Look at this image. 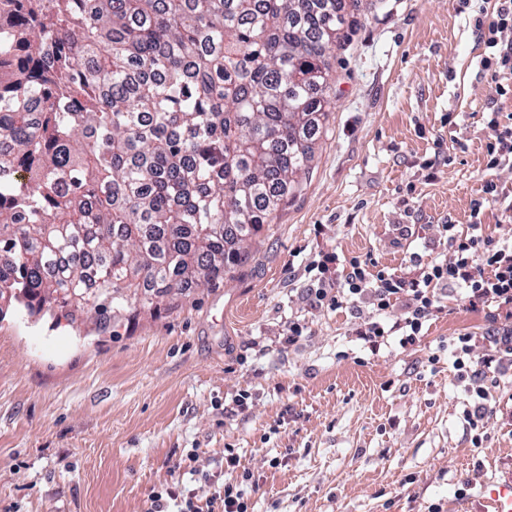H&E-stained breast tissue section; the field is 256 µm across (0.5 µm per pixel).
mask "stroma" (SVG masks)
I'll use <instances>...</instances> for the list:
<instances>
[{
  "label": "stroma",
  "instance_id": "obj_1",
  "mask_svg": "<svg viewBox=\"0 0 512 512\" xmlns=\"http://www.w3.org/2000/svg\"><path fill=\"white\" fill-rule=\"evenodd\" d=\"M344 3L313 164L223 285L134 317L0 309V512H147L152 488L194 487L181 457L216 476L228 447L254 475L250 512H478L484 488L512 475V374L486 382L497 417L476 447L450 355L485 312L453 305L418 346L363 363L348 311L306 301L320 250L404 268L431 255L436 225L472 224L486 178L512 192V167L484 169L481 116L512 115V100L491 99L473 7ZM437 154L449 162L426 181L420 164ZM291 315L311 334L274 344ZM242 390L249 407L226 416Z\"/></svg>",
  "mask_w": 512,
  "mask_h": 512
}]
</instances>
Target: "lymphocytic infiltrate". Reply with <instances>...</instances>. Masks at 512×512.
<instances>
[{
    "instance_id": "f902f5d3",
    "label": "lymphocytic infiltrate",
    "mask_w": 512,
    "mask_h": 512,
    "mask_svg": "<svg viewBox=\"0 0 512 512\" xmlns=\"http://www.w3.org/2000/svg\"><path fill=\"white\" fill-rule=\"evenodd\" d=\"M474 27L486 48L481 66L491 75L495 96H512V0H496L490 10L479 7ZM482 132L486 170L512 166V123L488 112L482 117ZM437 232L445 255L398 270L379 267L369 257L343 259L336 250L319 251L307 266L312 273L309 306L348 309L350 334L372 359L393 346L405 351L418 345L428 323L446 314L447 294H458L469 308L486 311L489 326L484 334L453 339V365L468 381L464 419L482 435L495 413L485 382L512 370V238L486 233L478 222L465 229L441 224ZM252 478L229 448L224 478L207 481L206 494L166 485L151 492L148 512H201L198 502L203 497L219 503L223 512H249L246 487Z\"/></svg>"
}]
</instances>
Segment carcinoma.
Here are the masks:
<instances>
[{
    "mask_svg": "<svg viewBox=\"0 0 512 512\" xmlns=\"http://www.w3.org/2000/svg\"><path fill=\"white\" fill-rule=\"evenodd\" d=\"M344 0H0V300L220 286L331 105Z\"/></svg>",
    "mask_w": 512,
    "mask_h": 512,
    "instance_id": "1",
    "label": "carcinoma"
}]
</instances>
